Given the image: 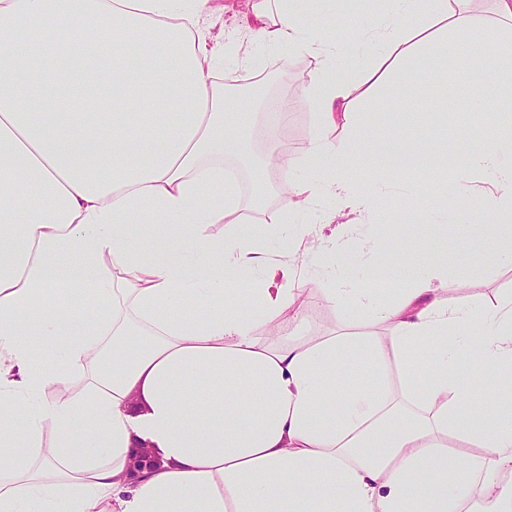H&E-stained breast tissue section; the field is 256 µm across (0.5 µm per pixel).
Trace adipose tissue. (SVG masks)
I'll list each match as a JSON object with an SVG mask.
<instances>
[{"label": "adipose tissue", "mask_w": 512, "mask_h": 512, "mask_svg": "<svg viewBox=\"0 0 512 512\" xmlns=\"http://www.w3.org/2000/svg\"><path fill=\"white\" fill-rule=\"evenodd\" d=\"M317 2L256 0L257 26L213 44L211 0H0V512H462L477 487L488 512H512V415L482 396L512 401V297L448 304V281L467 275L449 274L435 241L425 262L379 258L354 280L362 240L289 221L326 199L324 223L366 213L385 172L426 153L432 178L475 183L459 220L512 268V90L493 96L483 146L452 153L432 135L390 149L370 137L339 57L372 67L432 39L438 57L416 77L447 80L441 59L467 50L470 0H383L350 46L331 23L302 25ZM244 39L321 61L302 96L319 116L308 157L325 173L278 187L275 254L222 164L247 155L253 111L212 79ZM171 98L175 111L160 110ZM364 162L376 180L360 194L350 172ZM223 223L224 237L209 233ZM300 253L330 268L326 301L385 336H257L296 303ZM390 279L408 284L395 300L377 287ZM357 354L374 381L342 389L336 372ZM85 371L87 392L67 393ZM452 436L479 454L452 453ZM140 448L158 463L136 473Z\"/></svg>", "instance_id": "adipose-tissue-1"}]
</instances>
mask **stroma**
Segmentation results:
<instances>
[{
  "label": "stroma",
  "mask_w": 512,
  "mask_h": 512,
  "mask_svg": "<svg viewBox=\"0 0 512 512\" xmlns=\"http://www.w3.org/2000/svg\"><path fill=\"white\" fill-rule=\"evenodd\" d=\"M217 14L209 18L205 26L212 37L223 38L233 32L253 26L255 18L253 0H215ZM377 9L366 0H337L331 16L319 13L305 17L304 24L313 28L331 20L337 38L345 44L356 41L360 27L369 22ZM248 53L253 61L251 68L238 63H228L224 77L248 82L250 74L279 73L283 81L277 91L278 98L288 100L292 107L288 156V169H272L268 179L273 183L296 182L311 176L308 149L317 132L318 118L306 107L301 89L319 66L317 58L305 54H289L249 45ZM436 54L434 48L418 50L410 58L385 61L369 81L362 86L360 106L369 120L372 136L382 142L411 143L416 139L421 124L422 111L432 114V123L449 145H469L489 139L497 123V114L484 112L471 117V104L487 97L489 88L499 83L503 72L494 69L492 75L482 73L481 65L463 68L456 57H448L446 64L454 78L449 82L433 80L426 83L414 81L412 71L426 68ZM388 185L377 196L372 214L355 219L350 226L352 235L374 242L377 251L387 252L390 259L401 261L400 243H412L418 259H426L430 238H443L449 254L468 274V286L458 290L449 285L446 297L452 303L491 302L512 296V269L491 263L484 256L486 245L482 238L471 240L470 248L461 250L457 244L463 236L464 225L454 223L460 202L469 193L468 182L455 179L447 182L439 191L428 188L429 175L423 170H393L387 173ZM445 217L447 227L430 226L418 229L409 224L411 216ZM328 282L323 272L307 274L297 303L296 314L302 322V330L308 336H331L350 330L345 310L338 305L323 301L322 290Z\"/></svg>",
  "instance_id": "obj_1"
}]
</instances>
